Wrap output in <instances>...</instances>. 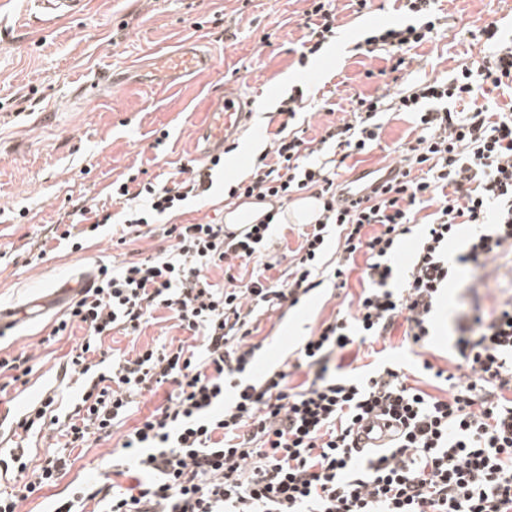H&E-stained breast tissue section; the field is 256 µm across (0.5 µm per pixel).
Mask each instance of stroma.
I'll return each mask as SVG.
<instances>
[{
    "label": "stroma",
    "instance_id": "35a3bbf8",
    "mask_svg": "<svg viewBox=\"0 0 512 512\" xmlns=\"http://www.w3.org/2000/svg\"><path fill=\"white\" fill-rule=\"evenodd\" d=\"M347 2L336 0L335 38L302 66L305 0H86L81 14L54 23L37 20L32 0H0V309L18 316L12 334L0 338V354L26 352L31 382L49 380L84 331L77 328L72 336L47 343L63 307L34 319L22 317V309L33 298L50 299L60 278L94 274L100 266H118L173 245V238L159 235L120 245L107 225L81 251L61 247L38 254L53 225L77 221L78 209L120 217L122 204L109 196L115 180L139 170L161 182L178 179L180 169L198 157L195 129L210 96L236 89L253 96L256 108L234 150L224 155L210 196L187 203L175 218L179 224L223 223L225 181L250 179L284 121L277 107L292 86L309 94L304 111L310 138L343 118L352 97L374 91L378 82L366 73L383 62L356 54L354 47L371 30L404 23L406 17L397 0H373L363 16L348 10ZM440 7L446 23L435 39L411 50L408 80L451 78L462 65L481 64L489 48L479 31L506 11L507 2L441 0ZM186 43L210 57L209 69L170 84L141 81L154 61ZM116 71L127 74L124 85H111ZM94 83L97 94H88L87 85ZM415 136L410 114H387L379 146L346 159L340 181L399 160ZM299 231L288 217L273 225L274 245L263 256L272 265L271 278L287 268ZM489 269L476 297L486 311L512 288V253L497 256ZM471 281L470 271L460 269L457 286L444 300L426 354L437 366L448 364L453 344L448 328ZM338 308V299L318 290L286 317L261 316L258 335L264 346L257 371L281 362ZM185 336L169 311L160 309L139 335L116 332L103 347L119 356ZM120 440L116 434L110 442L71 449L72 466L58 488L106 471Z\"/></svg>",
    "mask_w": 512,
    "mask_h": 512
}]
</instances>
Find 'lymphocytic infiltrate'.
<instances>
[{
  "instance_id": "lymphocytic-infiltrate-1",
  "label": "lymphocytic infiltrate",
  "mask_w": 512,
  "mask_h": 512,
  "mask_svg": "<svg viewBox=\"0 0 512 512\" xmlns=\"http://www.w3.org/2000/svg\"><path fill=\"white\" fill-rule=\"evenodd\" d=\"M301 57L316 55L336 34L335 0H308ZM436 0H402L410 24L357 44L360 55L402 73L406 55L427 42L439 16ZM483 34L493 50L477 68L452 79L407 85L396 93L360 95L347 117L320 137L303 129L277 130L269 156L259 157L249 180L228 184L226 197L292 195L319 189L325 202L304 225L288 275L274 280L254 262L271 241L279 214L240 234L220 224H173L171 249L99 269L52 337L85 329L68 364L80 381L71 402L49 394L15 426L24 436L59 426L70 448L111 440L135 397L172 385L163 405L122 437L111 473L75 486L52 512H512V297L491 313L461 309L447 367L422 361L420 385L401 366L383 362L360 372L346 363L353 347L376 343L404 321L410 351L429 350L439 306L458 267L486 270L512 248V113L474 104L478 84L512 90V41L496 25ZM472 100L469 111L456 103ZM413 114L418 136L408 142L398 174L353 210L336 204V170L343 159L378 146L387 112ZM218 160L192 166L187 178L165 184L112 185L124 201L119 244L146 237L147 227L209 195ZM337 234L335 252L326 241ZM416 234L406 267L400 244ZM465 249L449 259L448 247ZM225 269L223 284L209 268ZM249 277H241V270ZM358 272L354 308L303 337L294 357L250 380L246 372L260 343V316L287 315L302 298L326 286L346 289ZM170 311L187 333L178 344L145 347L110 358L112 331L138 333L154 312ZM467 369L466 378L457 370ZM305 378L294 383L295 371ZM446 383L445 395L430 386ZM391 423L384 443L362 448L364 422ZM22 487L0 491V512L52 486L69 468L63 454L37 467L16 461ZM130 478L129 487L119 478Z\"/></svg>"
}]
</instances>
